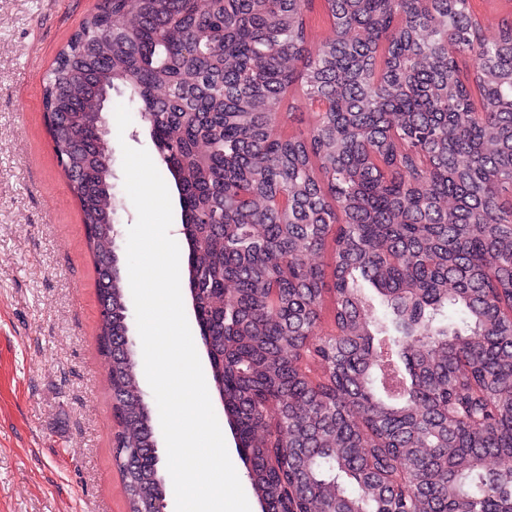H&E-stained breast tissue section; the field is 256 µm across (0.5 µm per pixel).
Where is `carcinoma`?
I'll list each match as a JSON object with an SVG mask.
<instances>
[{
    "mask_svg": "<svg viewBox=\"0 0 512 512\" xmlns=\"http://www.w3.org/2000/svg\"><path fill=\"white\" fill-rule=\"evenodd\" d=\"M312 3L103 0L44 86L127 512H164L168 486L118 350L100 114L119 89L174 180L194 325L263 512H512V20L485 40L472 0H324L313 50ZM297 87L306 135L270 109Z\"/></svg>",
    "mask_w": 512,
    "mask_h": 512,
    "instance_id": "carcinoma-1",
    "label": "carcinoma"
}]
</instances>
